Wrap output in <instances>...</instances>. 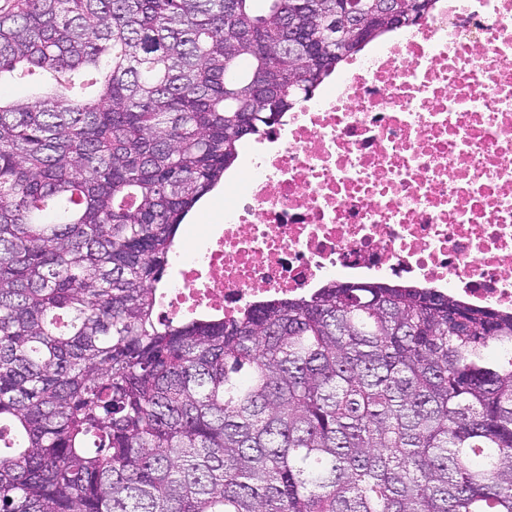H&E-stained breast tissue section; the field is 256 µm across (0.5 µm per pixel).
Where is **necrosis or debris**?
<instances>
[{
	"instance_id": "4bbe7bcc",
	"label": "necrosis or debris",
	"mask_w": 512,
	"mask_h": 512,
	"mask_svg": "<svg viewBox=\"0 0 512 512\" xmlns=\"http://www.w3.org/2000/svg\"><path fill=\"white\" fill-rule=\"evenodd\" d=\"M162 317L346 277L512 310V0H436L248 147L176 250Z\"/></svg>"
}]
</instances>
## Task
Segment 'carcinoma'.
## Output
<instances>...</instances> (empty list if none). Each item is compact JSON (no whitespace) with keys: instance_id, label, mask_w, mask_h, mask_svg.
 <instances>
[{"instance_id":"cac0c4a2","label":"carcinoma","mask_w":512,"mask_h":512,"mask_svg":"<svg viewBox=\"0 0 512 512\" xmlns=\"http://www.w3.org/2000/svg\"><path fill=\"white\" fill-rule=\"evenodd\" d=\"M336 0H5L0 512H512V312L334 281L157 314L177 233L340 55ZM336 42V54L349 48L350 40H344V36L336 37V41L323 36L322 32L305 26L293 27V34L288 43V53L292 56L308 57L318 48H324L328 44Z\"/></svg>"}]
</instances>
